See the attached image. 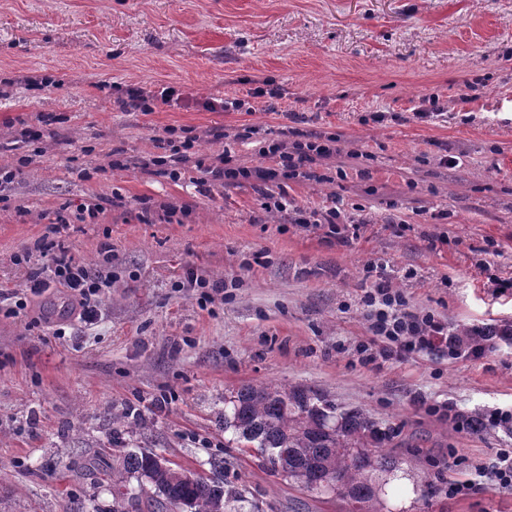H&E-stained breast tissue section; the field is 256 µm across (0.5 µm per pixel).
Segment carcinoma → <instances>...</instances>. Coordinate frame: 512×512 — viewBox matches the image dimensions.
Instances as JSON below:
<instances>
[{"mask_svg":"<svg viewBox=\"0 0 512 512\" xmlns=\"http://www.w3.org/2000/svg\"><path fill=\"white\" fill-rule=\"evenodd\" d=\"M224 432L239 448H253L288 483L334 498L354 512H386L379 482L398 471L400 459L390 451L398 429L381 427L362 409H341L322 395L300 386L244 385L224 399ZM154 452H127L104 472L112 490L139 482L135 512H228L243 498L224 484V461L212 463L213 477L193 482L153 462Z\"/></svg>","mask_w":512,"mask_h":512,"instance_id":"1","label":"carcinoma"}]
</instances>
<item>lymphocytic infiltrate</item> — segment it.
<instances>
[{
  "label": "lymphocytic infiltrate",
  "instance_id": "obj_1",
  "mask_svg": "<svg viewBox=\"0 0 512 512\" xmlns=\"http://www.w3.org/2000/svg\"><path fill=\"white\" fill-rule=\"evenodd\" d=\"M187 90L166 86L151 89L140 84L126 86L120 102L123 108L136 112H152L161 105H173L190 101ZM339 136L324 133L297 132L294 141L273 140L259 150L262 157L278 158L279 169L247 168L232 165L229 155H222L218 164L200 165L199 184L211 181L230 186L252 178L267 182L277 177H307L317 161L339 153ZM102 264L98 270H90L69 256L66 251L55 253L47 265L32 271L29 288L37 292L56 285L69 289L79 297L85 317L95 311L94 299L102 289L112 284V248L103 246ZM368 309L370 342L361 344V351H378L386 358H399L422 350L441 348L450 358L479 360L488 353L512 347V323L482 325L470 328L467 338H457L447 322L434 315H418L408 310L403 295L390 288L385 281L374 282L363 296Z\"/></svg>",
  "mask_w": 512,
  "mask_h": 512
}]
</instances>
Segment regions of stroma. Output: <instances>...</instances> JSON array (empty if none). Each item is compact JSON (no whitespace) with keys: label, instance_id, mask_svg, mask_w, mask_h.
Instances as JSON below:
<instances>
[{"label":"stroma","instance_id":"1","mask_svg":"<svg viewBox=\"0 0 512 512\" xmlns=\"http://www.w3.org/2000/svg\"><path fill=\"white\" fill-rule=\"evenodd\" d=\"M20 74L65 84L33 89ZM264 79L284 97H255L251 112L200 105ZM135 83L195 99L121 111L119 90ZM430 95L444 116L417 120ZM246 126L259 130L234 147L246 166H272L260 141L284 127L341 134L338 177L199 186L109 167L116 152L153 153L171 128L200 134L197 154L211 157ZM24 155L0 187V306L45 264V235L90 268L102 244L114 260L94 320L56 287L0 315V512H112L100 472L144 448L203 476L224 459L244 512H344L225 433V398L270 383L399 426L411 477L432 489L405 494L397 512H512V493L446 488L512 448V428L472 434L442 412L512 406V349L370 363L359 351L373 267L415 313L465 328L512 322V297L496 296L480 266L495 249L498 276L512 275V0H0V167ZM279 192L291 210L264 211ZM336 196L359 227L348 243L294 223L293 208ZM97 202V223L56 226ZM400 220L410 228L398 237ZM26 249L29 264H16ZM191 274L217 285L212 302L185 287Z\"/></svg>","mask_w":512,"mask_h":512}]
</instances>
